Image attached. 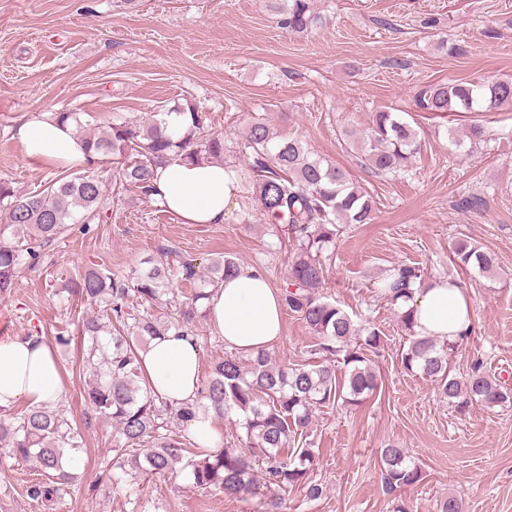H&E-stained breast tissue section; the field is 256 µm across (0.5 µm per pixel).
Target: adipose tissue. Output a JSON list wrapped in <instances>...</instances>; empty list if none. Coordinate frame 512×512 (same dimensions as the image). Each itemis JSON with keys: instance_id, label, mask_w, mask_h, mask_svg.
Returning a JSON list of instances; mask_svg holds the SVG:
<instances>
[{"instance_id": "obj_1", "label": "adipose tissue", "mask_w": 512, "mask_h": 512, "mask_svg": "<svg viewBox=\"0 0 512 512\" xmlns=\"http://www.w3.org/2000/svg\"><path fill=\"white\" fill-rule=\"evenodd\" d=\"M16 135L29 159L49 165L83 163L84 146L73 124L51 116L21 122ZM242 175L223 163L185 162L171 155L152 182L151 195L186 224H221L238 205ZM211 327L226 348L253 356L280 339L283 305L279 291L263 273L244 266L218 285L206 301ZM404 309L412 311L418 336L448 343L460 340L472 326L470 296L461 280L433 278L415 285ZM141 366L156 392L173 402H192L200 390V347L175 333L153 339ZM64 396V384L51 345L36 338L0 339V408L18 403L53 408Z\"/></svg>"}]
</instances>
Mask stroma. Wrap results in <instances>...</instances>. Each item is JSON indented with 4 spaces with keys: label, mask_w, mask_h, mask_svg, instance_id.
Wrapping results in <instances>:
<instances>
[{
    "label": "stroma",
    "mask_w": 512,
    "mask_h": 512,
    "mask_svg": "<svg viewBox=\"0 0 512 512\" xmlns=\"http://www.w3.org/2000/svg\"><path fill=\"white\" fill-rule=\"evenodd\" d=\"M327 19L310 33L277 23L270 0H0V179L39 192L62 166L26 157L15 131L50 112L79 113L107 127L136 120L156 107L188 104L206 129L223 134L225 163L244 183L252 173L236 152L252 118L266 119L280 137H296L348 170L375 201L372 223L347 228L336 242L324 292L351 315L368 318L385 336L377 359L382 387L363 406L321 412L314 425L313 479L326 486L317 501L288 494V512H438L455 498L460 512H512V407L475 405L458 414L429 378L405 372V334L396 309L372 288L392 266L408 263L426 277L452 272L470 292L473 326L455 349V370L482 360L489 373L512 380V108L485 115L492 135L474 156L448 144L449 127L416 105L419 92L455 79L512 78V0H315ZM456 52H448V44ZM399 112L417 132L420 151L406 172L378 176L345 148V134L362 132L372 112ZM484 210L460 208L470 194ZM470 238L496 267L486 275L451 263L454 243ZM293 246L269 225L234 212L222 224H185L153 197L114 199L102 222L50 246L35 267H23L13 291L0 295L12 333L53 342L76 334L83 309L62 284L87 267L118 277L148 258L207 265L241 259L281 288ZM308 327L285 313L277 362L307 357ZM85 348L59 354L65 387L62 410L84 438L79 485L54 512H255L252 495L228 496L191 487L186 473L130 481L106 478L102 462L115 432L83 399ZM404 448L423 473L415 486L387 490L381 448ZM36 471L0 451V512H45L26 489Z\"/></svg>",
    "instance_id": "stroma-1"
}]
</instances>
